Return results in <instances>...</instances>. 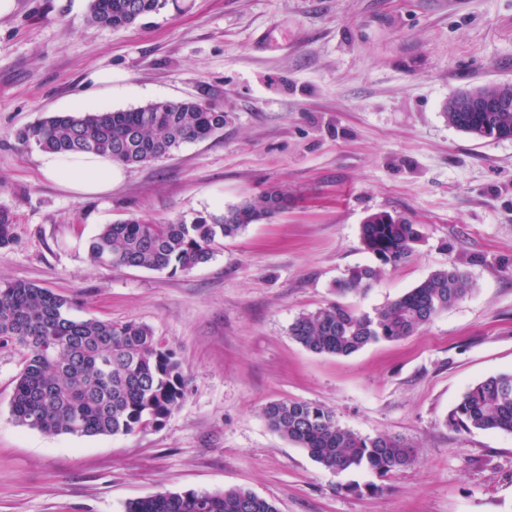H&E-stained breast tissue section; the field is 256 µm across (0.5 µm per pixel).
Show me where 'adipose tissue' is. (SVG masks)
I'll return each instance as SVG.
<instances>
[{
    "instance_id": "adipose-tissue-1",
    "label": "adipose tissue",
    "mask_w": 512,
    "mask_h": 512,
    "mask_svg": "<svg viewBox=\"0 0 512 512\" xmlns=\"http://www.w3.org/2000/svg\"><path fill=\"white\" fill-rule=\"evenodd\" d=\"M37 161L44 175L58 179L67 189L81 195L110 191L122 178L120 163L103 155L62 156L44 152Z\"/></svg>"
}]
</instances>
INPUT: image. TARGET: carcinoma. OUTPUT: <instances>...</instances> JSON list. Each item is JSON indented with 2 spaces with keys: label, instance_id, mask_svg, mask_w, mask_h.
<instances>
[{
  "label": "carcinoma",
  "instance_id": "carcinoma-1",
  "mask_svg": "<svg viewBox=\"0 0 512 512\" xmlns=\"http://www.w3.org/2000/svg\"><path fill=\"white\" fill-rule=\"evenodd\" d=\"M168 0H91L88 21L115 29L158 13ZM448 125L477 138L512 139V112H448ZM224 130V110L197 99L159 100L128 110L56 113L17 134L23 146L56 153H96L124 165L160 160L183 144ZM288 208V194L265 191L220 215L200 214L153 224L130 218L105 224L90 243L96 262L152 271L186 272L212 259L220 240ZM12 219L0 211V247L12 243ZM419 239L415 225L380 212L362 225V243L381 261L408 260ZM378 272L353 269L341 294L372 286ZM471 290L455 267L438 270L371 314L332 303L300 313L292 338L322 355L349 356L380 341L412 336ZM67 299L31 283L0 282V343L15 346L23 367L14 386L11 414L23 427L48 435H129L159 426L180 405L186 383L179 363L150 327L133 320L77 319ZM262 415L277 433L338 474L369 469L388 477L411 466L416 448L387 435L363 436L339 424L333 411L299 401L271 402ZM460 429L512 434V373L489 376L470 387L450 411ZM125 512H278L251 490L164 491L137 498Z\"/></svg>",
  "mask_w": 512,
  "mask_h": 512
}]
</instances>
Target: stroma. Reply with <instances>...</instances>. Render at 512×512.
Masks as SVG:
<instances>
[{
  "label": "stroma",
  "mask_w": 512,
  "mask_h": 512,
  "mask_svg": "<svg viewBox=\"0 0 512 512\" xmlns=\"http://www.w3.org/2000/svg\"><path fill=\"white\" fill-rule=\"evenodd\" d=\"M90 4L13 0L0 15V210L14 224L0 280L50 289L78 318L148 325L187 392L156 428L46 435L15 423L21 356L0 346V512H124L238 486L279 512H512V434L447 423L468 388L512 372V139H475L444 115L461 90L512 84V0H170L124 29L88 22ZM181 98L222 107L223 131L124 167L101 195L46 177L38 147L15 138L79 105ZM272 188L288 208L192 271L90 257L102 225L218 214ZM383 211L421 233L396 267L361 241ZM364 265L373 287L337 296ZM452 266L471 292L414 336L332 356L290 335L302 312H370ZM272 401L322 405L418 460L389 478L328 471L268 426Z\"/></svg>",
  "instance_id": "obj_1"
}]
</instances>
